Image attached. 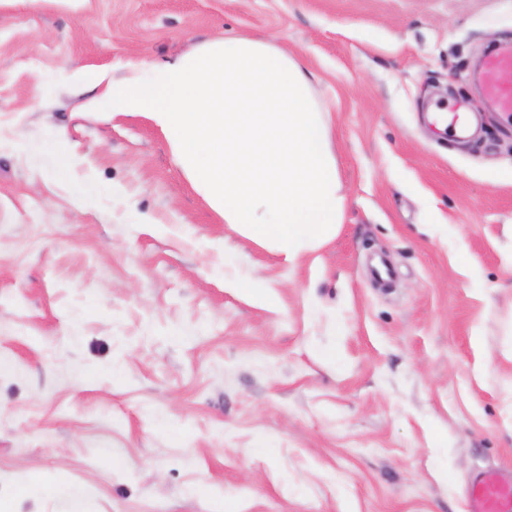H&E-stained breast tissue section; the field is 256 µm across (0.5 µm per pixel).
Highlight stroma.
<instances>
[{
  "mask_svg": "<svg viewBox=\"0 0 512 512\" xmlns=\"http://www.w3.org/2000/svg\"><path fill=\"white\" fill-rule=\"evenodd\" d=\"M226 34L331 114L343 222L293 263L91 81ZM504 43L512 0H0V506L466 512L512 470V115L476 80Z\"/></svg>",
  "mask_w": 512,
  "mask_h": 512,
  "instance_id": "1",
  "label": "stroma"
}]
</instances>
